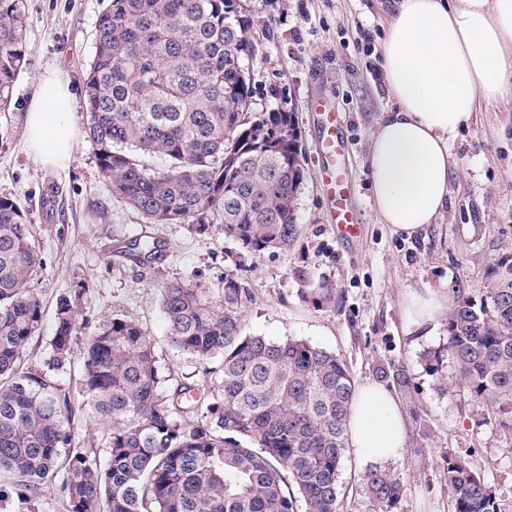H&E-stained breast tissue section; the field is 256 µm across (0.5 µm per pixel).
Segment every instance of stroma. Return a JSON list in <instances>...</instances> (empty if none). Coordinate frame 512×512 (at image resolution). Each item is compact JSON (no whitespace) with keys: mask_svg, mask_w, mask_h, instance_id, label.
Masks as SVG:
<instances>
[{"mask_svg":"<svg viewBox=\"0 0 512 512\" xmlns=\"http://www.w3.org/2000/svg\"><path fill=\"white\" fill-rule=\"evenodd\" d=\"M28 61L8 109L0 111V196L29 213L43 266L30 292L52 316L60 296H79L84 317L119 314L153 337L167 389L211 382L193 356L173 347L160 304L163 282L178 278L221 287L241 247L212 224H150L112 196L85 139L64 165H43L28 149L26 114L40 77L60 71L71 85L77 124H85L84 74L94 54L103 0H24ZM260 52L251 63L254 107L294 113L306 152L297 200L300 233L284 255L252 264L242 275L250 294L246 332L273 340H303L347 362L356 383L393 390L406 421L407 443L390 468L403 493L393 512H453L447 459L465 457L498 490L501 512H512V432L483 412L455 379L451 359L432 370L427 355L442 353L447 319L408 328L411 293L432 289L446 300L485 287L492 267L512 257V106L483 103L451 145L446 213L413 237L394 233L372 203L366 157L372 133L392 109L384 80L382 42L394 0H247ZM324 99L341 113L349 205L361 234L337 237L330 222L317 147L321 129L312 104ZM159 239L164 256L138 263L119 256L127 241ZM336 283L335 307L318 310L301 296L296 269ZM411 375L397 388V369ZM371 464L346 453L340 512H375L362 483Z\"/></svg>","mask_w":512,"mask_h":512,"instance_id":"obj_1","label":"stroma"}]
</instances>
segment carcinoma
Listing matches in <instances>:
<instances>
[{
  "mask_svg": "<svg viewBox=\"0 0 512 512\" xmlns=\"http://www.w3.org/2000/svg\"><path fill=\"white\" fill-rule=\"evenodd\" d=\"M24 0H0V109L27 61ZM253 40L244 0H107L85 79L84 134L112 195L150 224L218 221L253 262L294 245L305 152L293 113L253 107ZM159 157L150 168L143 157ZM31 220L0 196V509L40 512L54 488L68 512H338L355 383L336 354L306 341L247 333L250 296L237 273L218 289L174 279L159 292L171 345L217 375L201 391L168 393L154 339L118 314L89 325L77 303L58 299L47 370L21 367L43 312L29 282L43 265ZM135 261L163 245L136 238ZM305 298L334 308L336 284L298 269ZM490 282L448 309L446 350L456 380L512 431V259ZM88 330L80 405L47 375L70 363ZM107 437L106 460L61 455L75 408ZM196 414L186 422L182 415ZM453 512H500L495 487L468 460L448 455ZM377 512L403 492L393 471H371Z\"/></svg>",
  "mask_w": 512,
  "mask_h": 512,
  "instance_id": "carcinoma-1",
  "label": "carcinoma"
}]
</instances>
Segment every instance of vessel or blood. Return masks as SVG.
Returning <instances> with one entry per match:
<instances>
[{
	"instance_id": "vessel-or-blood-1",
	"label": "vessel or blood",
	"mask_w": 512,
	"mask_h": 512,
	"mask_svg": "<svg viewBox=\"0 0 512 512\" xmlns=\"http://www.w3.org/2000/svg\"><path fill=\"white\" fill-rule=\"evenodd\" d=\"M318 108L323 127L319 153L329 175L328 201L333 222L340 236L354 238L359 235L361 225L347 204L350 189L343 179L342 141L338 134L340 115L324 102Z\"/></svg>"
}]
</instances>
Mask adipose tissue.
I'll list each match as a JSON object with an SVG mask.
<instances>
[{"label":"adipose tissue","instance_id":"adipose-tissue-1","mask_svg":"<svg viewBox=\"0 0 512 512\" xmlns=\"http://www.w3.org/2000/svg\"><path fill=\"white\" fill-rule=\"evenodd\" d=\"M394 106L371 138L372 200L383 223L407 236L435 223L448 203L449 145L479 101L512 99V0H401L382 44ZM68 84L41 80L28 112L31 151L65 163L79 130ZM349 446L360 461H394L406 446L396 397L382 384L357 387Z\"/></svg>","mask_w":512,"mask_h":512}]
</instances>
